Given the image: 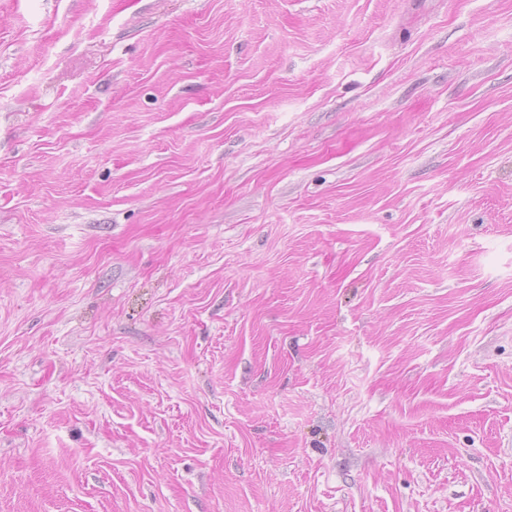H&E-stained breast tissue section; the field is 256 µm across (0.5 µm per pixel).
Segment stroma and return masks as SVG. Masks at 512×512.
Here are the masks:
<instances>
[{"label": "stroma", "instance_id": "35a3bbf8", "mask_svg": "<svg viewBox=\"0 0 512 512\" xmlns=\"http://www.w3.org/2000/svg\"><path fill=\"white\" fill-rule=\"evenodd\" d=\"M0 512H512V0H0Z\"/></svg>", "mask_w": 512, "mask_h": 512}]
</instances>
